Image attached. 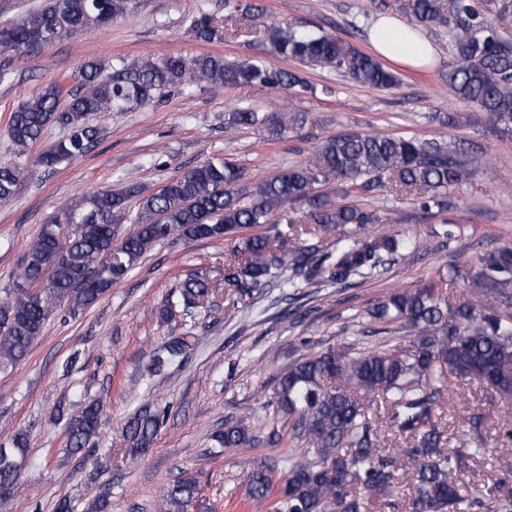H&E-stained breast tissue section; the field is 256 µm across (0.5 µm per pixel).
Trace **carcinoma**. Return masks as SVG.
Returning <instances> with one entry per match:
<instances>
[{
  "instance_id": "1",
  "label": "carcinoma",
  "mask_w": 512,
  "mask_h": 512,
  "mask_svg": "<svg viewBox=\"0 0 512 512\" xmlns=\"http://www.w3.org/2000/svg\"><path fill=\"white\" fill-rule=\"evenodd\" d=\"M410 25L446 28L454 40L448 84L458 97L487 113L500 132L512 134V40L493 26L477 0H399ZM131 10V0H49L16 22L0 26L10 50H33L69 38L91 26H103ZM245 20L264 27L271 51L308 66L342 70L357 83L389 88L397 73L377 58L328 35L282 29L255 10ZM197 37L222 35L212 18L193 20ZM200 83L314 92L297 73L252 60L221 55L194 58L144 57L116 65L85 62L68 92L50 83L24 101L11 116L7 135L23 154L44 129L57 124L67 134L40 157L53 171L85 155L100 131L87 122L97 112L121 113L152 104L166 89ZM303 118L298 113L238 109L228 114L231 127L263 126L278 135ZM469 162L456 145L388 134H333L324 137L309 164L290 166L258 182H249L245 167L231 157L208 159L187 170L155 194L140 196L135 186L97 191L80 203L64 204L30 245L21 281L0 299V369L22 361L41 336L49 316L61 303L73 313L85 310L124 279L153 246L174 236L187 240H236V258L224 264V285L241 300L270 286L275 272L288 269L280 284L351 288L374 277L408 247L399 233L371 235L381 222L374 211L333 203L330 193L365 188L373 182L394 193H413L424 211H448V190L470 179ZM21 177L15 164H0V201H9ZM139 198L130 215L128 202ZM307 211L282 230L275 213L300 204ZM72 226L66 241L60 226ZM125 224L132 225L127 231ZM313 225L306 244L300 233ZM331 239L335 249L322 243ZM447 280L415 290L392 293L368 312L373 322L395 323L407 336L369 345L356 339L346 349L306 354L282 370L276 391L280 411L293 419V433L307 444V459L291 462L278 481L275 465L263 463L246 477L248 497L265 504L273 489V512H370L383 501L399 508V471L410 475L406 512H512V494L463 495L452 476L467 469V459L485 447L487 418L466 416L469 431L449 447L447 424L437 410L445 389L428 382L435 363L450 376H473L486 386L489 401L512 394V247L499 246L478 258L468 287L480 305L453 304L443 292ZM218 286L198 272L178 284L176 303L162 313L168 322L188 324ZM187 346L177 338L156 351L152 370L164 371ZM165 409L147 404L127 422L130 452L141 454L153 444ZM100 407L89 405L67 422L68 451L76 454L99 436ZM255 439L252 417L225 423L216 435L226 448ZM27 440L18 433L12 447L0 445V503L14 500L21 488L19 462ZM196 479L177 480L166 492L160 512H189L198 502Z\"/></svg>"
}]
</instances>
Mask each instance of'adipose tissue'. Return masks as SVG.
Here are the masks:
<instances>
[{"instance_id": "1", "label": "adipose tissue", "mask_w": 512, "mask_h": 512, "mask_svg": "<svg viewBox=\"0 0 512 512\" xmlns=\"http://www.w3.org/2000/svg\"><path fill=\"white\" fill-rule=\"evenodd\" d=\"M369 40L380 57L404 66L421 67L436 58L435 48L419 31L391 17L372 26Z\"/></svg>"}]
</instances>
